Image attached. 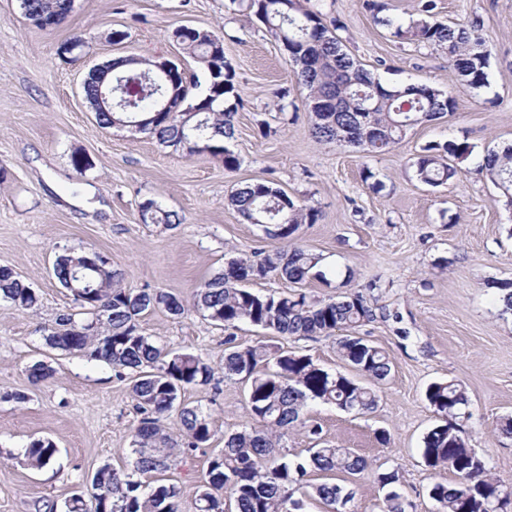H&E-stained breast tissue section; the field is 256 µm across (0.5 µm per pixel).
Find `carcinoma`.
Returning a JSON list of instances; mask_svg holds the SVG:
<instances>
[{
	"instance_id": "carcinoma-1",
	"label": "carcinoma",
	"mask_w": 512,
	"mask_h": 512,
	"mask_svg": "<svg viewBox=\"0 0 512 512\" xmlns=\"http://www.w3.org/2000/svg\"><path fill=\"white\" fill-rule=\"evenodd\" d=\"M26 19L40 29L50 27L55 15L68 16L69 0H21ZM248 8L264 30L281 44L293 73L308 94L306 105L325 102L326 112L310 113V131L319 143L345 142L364 154H379L402 141L407 130L454 112L456 103L447 92L431 85H384L345 49L336 34V24L304 7L300 0H249ZM376 12L375 21L393 29L401 40L424 43L448 57V67L464 86L480 91L490 86L491 53L482 35L479 19L446 24L434 19L436 0H418L416 17L404 25L377 13L376 0H366ZM183 50L203 66L208 75L206 92L181 105L189 87L175 94L178 114L160 111L168 97L164 78L156 73V60L142 56L123 59L127 91L115 92L121 106L114 112H97L102 127L131 126L156 137L170 147L192 154L208 152L235 171L240 159L225 141L235 134L234 117L240 101L235 71L224 57V36L195 29L180 33ZM474 146L463 141L431 144L412 162L416 178L431 187L457 179L454 161L464 160ZM481 169L499 191L505 208L512 209V144L488 149ZM230 205L249 224L266 225L268 238L290 242L303 224H315L319 211L266 183H246L229 195ZM143 223L169 229L180 223L177 214L160 208L152 199L139 204ZM321 258L302 246L274 249L259 260L238 254L229 257L224 270L201 283L193 294L192 308L204 319L224 327V378L247 382V397L256 426L224 438V448L209 458L205 479L197 495V512H302L304 500L295 497L308 470L326 474H362L367 463L347 448L321 442V425L306 419L303 410L319 401L357 414L377 405L378 395L355 378L332 374L299 351L257 342L240 344L235 330L248 323L277 336L308 338L332 336L374 319L375 312L358 293L316 299L306 293H260L250 284L273 274L298 284L309 276L325 278ZM82 272V287H70L75 271ZM53 275L71 289L80 308L90 317L74 313L58 316L47 343L70 353H84L112 366L116 375H131L130 392L142 415L131 448V468L118 470L103 465L94 473L88 495L75 494L65 502L66 512H182L180 489L175 484L150 486L141 477L171 468L180 450L205 446L216 434L209 417L199 407L181 401V392L191 386L208 385L213 368L201 357L173 353L141 334L138 317L160 310L181 316L188 308L176 295L162 289L135 291L123 286V273L93 252L65 250L53 264ZM0 299L21 309L38 304V295L8 267H0ZM339 356L357 373L376 382L391 372L386 351L354 335L336 339ZM440 423L423 438L422 456L434 469L456 475L452 485L437 482L429 490L436 512H487L496 505L504 488L489 473L485 461L469 445L458 420L466 415L469 400L462 385L453 381L431 383L425 393ZM177 413L179 435L167 430L164 421ZM301 429L316 441L309 456L290 460L280 441L290 429ZM58 448L48 438L32 440L24 463L32 468L55 464ZM388 489L381 512H407L410 504L393 485L394 472L377 474ZM345 488L333 481L311 486L309 496L344 512Z\"/></svg>"
}]
</instances>
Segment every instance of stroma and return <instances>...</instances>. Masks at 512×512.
Instances as JSON below:
<instances>
[{"label":"stroma","mask_w":512,"mask_h":512,"mask_svg":"<svg viewBox=\"0 0 512 512\" xmlns=\"http://www.w3.org/2000/svg\"><path fill=\"white\" fill-rule=\"evenodd\" d=\"M436 3L440 21L480 19L492 52L488 89L459 86L445 54L394 38L364 0H308V8L338 21L347 52L383 83L427 84L456 101L453 115L417 125L395 148L367 157L346 143L312 138L307 92L247 0H74L66 21L47 30L24 17L20 0H0V266L39 296L30 310L0 300V512H48L51 504L65 512L72 494L90 491L99 467H126L141 419L129 378L47 344L45 330L57 316L80 310L52 273L57 253L106 254L126 287L190 300L231 254L276 248L260 225L245 223L227 203L232 189L253 182L274 184L319 210L317 223L301 225L296 243L320 256L324 276L301 287L319 299L343 288L363 295L375 317L356 333L392 361L371 411L358 415L315 402L304 411L321 424L324 442L369 463L368 474L336 478L353 493V512H379L386 491L374 479L378 472H397L409 512H435L429 486L455 482L453 472L434 474L422 459L423 438L437 422L425 390L438 380L465 387L470 444L497 479L512 485V438L495 431L501 417L512 416V314L502 313L494 287L512 282V211L481 169L486 148L512 143V0ZM181 26L224 35L243 99L231 142L241 160L235 171L134 128L100 126L84 98L91 67L130 55L175 62L205 91L204 69L171 38ZM115 30L125 32L122 42L111 41ZM77 35L85 46L65 52ZM449 140L474 147L460 164V182L420 183L413 157ZM77 149L91 161L82 172L71 163ZM368 170L381 191L365 182ZM147 199L176 212L180 224L163 231L143 223L139 205ZM138 329L213 368L224 359V329L197 313L147 312ZM237 336L248 344L273 340L330 372H352L332 336L276 339L249 325ZM39 361L55 375L34 383L28 369ZM182 399L202 406L218 431L206 447L177 455L163 475L180 488L183 512H196L209 458L223 448L225 434L253 419L246 386L236 379L187 388ZM41 437L59 454L54 467L37 470L21 457Z\"/></svg>","instance_id":"stroma-1"}]
</instances>
